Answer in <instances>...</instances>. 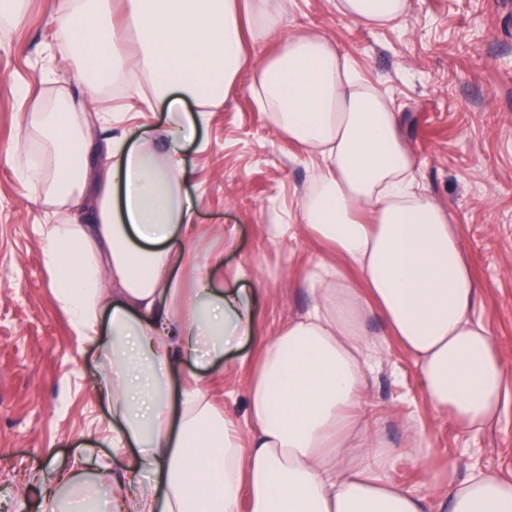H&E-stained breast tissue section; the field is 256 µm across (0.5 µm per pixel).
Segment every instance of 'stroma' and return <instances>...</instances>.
Returning a JSON list of instances; mask_svg holds the SVG:
<instances>
[{"instance_id": "35a3bbf8", "label": "stroma", "mask_w": 512, "mask_h": 512, "mask_svg": "<svg viewBox=\"0 0 512 512\" xmlns=\"http://www.w3.org/2000/svg\"><path fill=\"white\" fill-rule=\"evenodd\" d=\"M50 11V0H28L21 24L0 27V151H9L21 126L16 85L41 84L50 103L78 92L69 61H56L54 81L42 80L53 43ZM290 20L330 35L392 98L422 164V187L457 226L480 286L477 313L512 375V0H410L395 25L377 29L342 21L335 0H293ZM119 107L128 108L131 125L165 128L164 113L134 95L100 96L88 110ZM197 125L181 156L199 254L234 230L215 276L232 278L240 266L257 271L247 284L256 323L275 335L309 307L307 269L329 253L295 219L311 160L258 110L244 76L228 102L198 110ZM46 221L13 161L0 158V512H42L43 486L75 455L87 447L99 458L112 455L111 410L94 390L96 350L75 335L42 263L37 227ZM280 224L289 225L287 238L277 237ZM367 327L381 345L366 384L369 421L405 456L392 480L426 494L435 469L452 468L458 479L476 470L512 478V405L492 425L460 432L431 411L414 359L380 317ZM254 354L249 342L210 368L206 394L217 410L244 418ZM412 423L423 433L415 444Z\"/></svg>"}]
</instances>
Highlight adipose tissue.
I'll list each match as a JSON object with an SVG mask.
<instances>
[{"instance_id":"adipose-tissue-1","label":"adipose tissue","mask_w":512,"mask_h":512,"mask_svg":"<svg viewBox=\"0 0 512 512\" xmlns=\"http://www.w3.org/2000/svg\"><path fill=\"white\" fill-rule=\"evenodd\" d=\"M292 0H54V54L71 60L79 97L48 106L34 84L17 151L38 145L19 182L59 224L38 227L55 300L80 339L97 348V396L112 406V462L74 457L44 512H512V481L476 471L434 472L431 497L390 474L403 460L373 433L363 389L378 341L376 314L414 358L431 410L461 431L495 422L512 390L495 338L477 313L480 290L450 215L415 188L420 169L390 97L335 42L294 30ZM409 0H336L345 21L392 25ZM136 32L120 54L112 14ZM276 38L248 64L245 43ZM147 75L166 134L140 125L92 148L87 106L128 71ZM276 131L319 162L298 220L334 259L306 279L313 303L276 336L257 328L250 294L210 276L227 239L203 263L180 162L197 123L187 104L226 102L241 74ZM259 352L246 384L247 424L206 400L204 372L232 344ZM197 367L180 395L172 369ZM179 413H172V404Z\"/></svg>"}]
</instances>
